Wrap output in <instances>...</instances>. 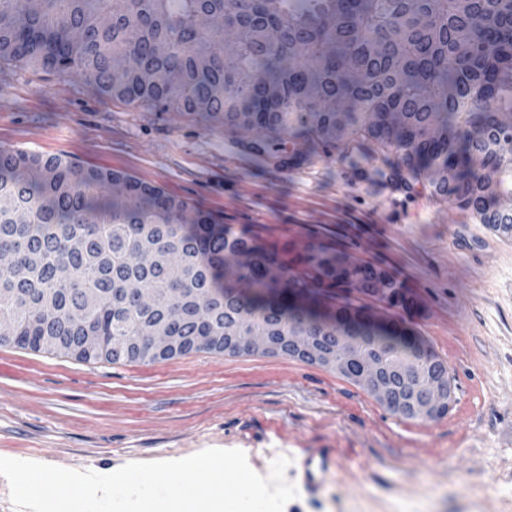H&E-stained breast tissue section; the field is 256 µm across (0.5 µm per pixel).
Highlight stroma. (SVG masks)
Here are the masks:
<instances>
[{"mask_svg":"<svg viewBox=\"0 0 512 512\" xmlns=\"http://www.w3.org/2000/svg\"><path fill=\"white\" fill-rule=\"evenodd\" d=\"M249 136L159 112L77 79L0 66V147L115 170L218 224L381 266L419 300L406 320L448 365L445 416L407 419L336 372L260 354L81 362L0 345V457L114 472L239 449L257 473L301 448L337 464L284 512H512V238L433 194L380 188L391 149L326 154L301 141L258 159ZM466 226L469 243H456Z\"/></svg>","mask_w":512,"mask_h":512,"instance_id":"1","label":"stroma"}]
</instances>
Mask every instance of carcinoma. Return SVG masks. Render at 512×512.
<instances>
[{"label":"carcinoma","instance_id":"obj_1","mask_svg":"<svg viewBox=\"0 0 512 512\" xmlns=\"http://www.w3.org/2000/svg\"><path fill=\"white\" fill-rule=\"evenodd\" d=\"M225 0H0V63L71 76L129 104L190 112L212 124L251 126L262 156L285 138L340 149L345 136L393 146L414 173L431 174L432 192L507 234L489 214V186L512 195V6L505 0H236L244 23L237 41L208 17ZM435 17L425 27L417 16ZM465 44L469 52L459 53ZM0 314L17 325L0 344L40 351L39 336H65L80 361L172 359L194 352L237 355L221 342L188 343L149 358L112 356V337L134 340L142 327L189 305L174 288L212 297L208 317L175 321L179 336H222L244 319L273 335L303 327L322 336L336 324L365 337L384 362L408 361L425 340L395 315L371 326L353 293L378 289L387 308L408 311L416 297L385 269L308 243L290 269L288 245L239 235L188 201L121 172L0 148ZM73 237L86 241L72 252ZM178 251L169 271L140 265L142 238ZM59 266L70 281L55 277ZM129 281L158 306L112 307ZM55 306L53 322L39 307ZM88 331L99 352L80 351Z\"/></svg>","mask_w":512,"mask_h":512}]
</instances>
